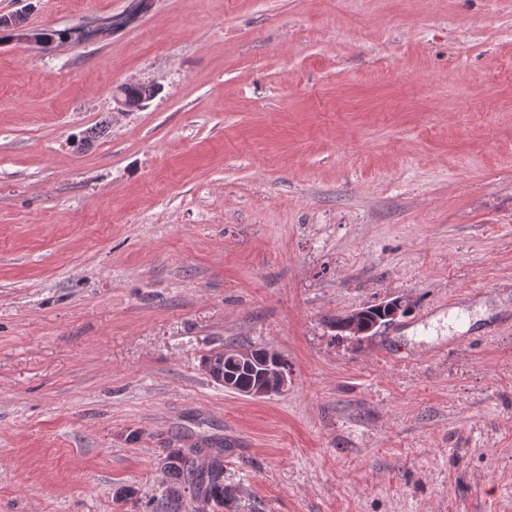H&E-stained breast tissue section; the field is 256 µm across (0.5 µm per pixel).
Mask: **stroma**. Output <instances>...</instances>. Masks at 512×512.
Here are the masks:
<instances>
[{
    "instance_id": "1",
    "label": "stroma",
    "mask_w": 512,
    "mask_h": 512,
    "mask_svg": "<svg viewBox=\"0 0 512 512\" xmlns=\"http://www.w3.org/2000/svg\"><path fill=\"white\" fill-rule=\"evenodd\" d=\"M16 13L93 35L0 42V512H151L197 446L232 512H512V0ZM364 316L365 313L363 308H358L346 313V324L351 336H349V333H347L346 331V327L344 324L345 315H337L336 318H333L332 321L330 322V328L333 331H336V335L338 336H345L350 339L362 341L364 338L369 339L377 335L379 333L380 328L384 327V325L387 322L391 321L388 320L387 322L382 324L378 321L374 324L367 325V328L364 329V325L366 324ZM365 333H373V336L356 337ZM213 357L205 358L208 362L205 366L210 377L218 384L224 386V389L235 391L239 394L249 396L252 398H265L280 394L288 389V374L286 372H279L276 368L271 366V361H278L279 356L262 349L253 350H224L220 353L212 355ZM256 358H261L267 361L269 370L266 371V378L262 383L256 387L247 390H241L235 385L234 380L231 378L227 369L224 367L225 362L228 360L232 364H245V366H252V361Z\"/></svg>"
}]
</instances>
